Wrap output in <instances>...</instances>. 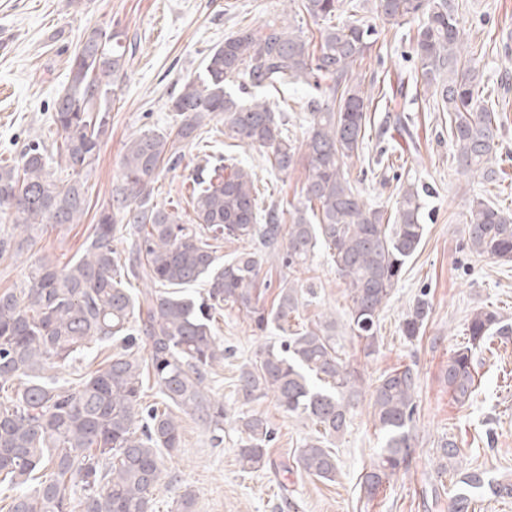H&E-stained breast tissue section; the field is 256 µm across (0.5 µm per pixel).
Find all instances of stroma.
Instances as JSON below:
<instances>
[{
  "instance_id": "1",
  "label": "stroma",
  "mask_w": 512,
  "mask_h": 512,
  "mask_svg": "<svg viewBox=\"0 0 512 512\" xmlns=\"http://www.w3.org/2000/svg\"><path fill=\"white\" fill-rule=\"evenodd\" d=\"M353 2L357 18L375 30L373 46L355 68L373 107L364 148L347 160L345 170L369 204L389 213L404 180L426 189L422 242L379 316L378 351L369 358L347 325V285L325 253L293 273L270 256L260 272L272 294L289 280L313 289L290 320L291 329L334 315L339 352L361 373L357 413L331 444L340 474L335 482L324 483L297 471L294 456L312 429L282 413L269 397L250 408L263 414L272 430L270 464L263 471L242 472L235 419L243 406L233 379L239 366L254 359L263 339L254 335L243 313L225 309L217 313L215 328L232 354L210 383L227 410L224 443L212 447L206 428L183 416L182 446L164 460L154 512H174L175 501L187 489L195 496V512H449L450 477L437 472L440 449L448 441L459 448L463 467L512 479V335L493 336L476 349L477 390L468 404L455 403L444 380L450 357L466 340L473 312L498 311L512 328V262L475 256L466 245L470 200L479 197L512 210V0H457L469 41L486 46L485 92L499 100L503 115L498 174L492 181L460 170L448 137V115L416 81L413 38L419 20L392 27L378 18L375 0ZM291 10L285 0H0V158L19 156L35 139L53 146L57 134L50 114L67 85L81 31L95 23L116 27L124 34L128 64L109 101L110 128L91 180L90 206L98 208L117 181L125 142L140 129L174 125L168 100L201 72L209 50L241 28L282 19ZM315 96L313 89L292 85L263 94L284 114L290 138L299 142L307 136ZM211 151L232 153L256 173L263 204L300 201L306 157L283 174L271 169L262 150L231 146L224 135L214 138L207 151L184 148L176 168L160 176L161 195L172 201L188 198L186 178ZM93 222L88 215L78 224L46 225L32 250L0 261V290L23 285L34 261L65 263L80 254ZM420 299L427 301L428 315L419 335L409 338L402 323ZM405 366L417 375L414 451L408 468L369 498L360 488L361 477L381 446L370 397L382 375Z\"/></svg>"
}]
</instances>
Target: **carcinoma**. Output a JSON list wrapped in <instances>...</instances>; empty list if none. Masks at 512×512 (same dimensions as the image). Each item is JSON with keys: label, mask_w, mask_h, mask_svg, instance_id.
Listing matches in <instances>:
<instances>
[{"label": "carcinoma", "mask_w": 512, "mask_h": 512, "mask_svg": "<svg viewBox=\"0 0 512 512\" xmlns=\"http://www.w3.org/2000/svg\"><path fill=\"white\" fill-rule=\"evenodd\" d=\"M291 2L298 14L322 23L318 44L300 26L273 22L225 38L206 55L203 72L170 97L175 126L145 130L125 143L117 184L95 213L84 254L60 268L32 264L24 285L0 291V484L12 491L8 512H152L164 457L182 444L180 414L194 417L222 444L224 400L205 389L224 365L214 313L226 306L245 313L257 336L273 326L284 332L303 297V289L290 284L278 288L270 307L260 304L259 274L269 253L294 272L325 252L348 285L351 332L364 341L365 356L376 352L379 315L423 237V198L408 184L387 217L352 185L345 160L362 148L372 106L353 70L371 47V30L357 19L332 23L344 0ZM375 6L392 27L425 17L413 39L420 80L448 113L458 166L493 179L502 116L483 97L479 54L461 53L464 29L455 0H375ZM125 64L119 32L85 28L51 115L61 132L57 165L67 180L54 177L38 141L0 164V213L9 223L0 229V260L31 250L45 225L79 224L88 213V178L109 124L102 101ZM323 82L327 99L311 104L300 147L285 133L283 113L252 94L290 83L317 89ZM228 83L236 89H226ZM219 133L263 150L280 173L305 150L300 205L286 213L276 206L260 211L255 173L221 156L192 175L191 214L155 202V184L180 160L183 146H202ZM466 227L472 253L512 261V214L477 198ZM119 237L130 242L125 257L113 246ZM226 240L259 247L224 261L218 249ZM130 276L153 287L135 296L124 285ZM197 282L206 285L201 300L179 292ZM428 309L426 300L417 301L404 335H418ZM495 333L509 334L495 312L473 313L467 345L454 352L445 373L461 405L476 391L474 350ZM94 345L95 368L70 381L57 378V370ZM150 387L163 408L143 406ZM415 389L416 373L407 366L383 375L372 394L382 446L362 477L369 498L409 465ZM235 395L245 405L270 396L286 415L309 421L314 435L298 449L297 468L336 481L338 461L328 443L345 434L361 396L360 373L336 346V318L260 346L255 361L240 368ZM236 425L243 472L263 470L272 434L267 419L243 411ZM457 458L455 444L444 443L438 471L455 477L450 512H469L473 490L512 496L511 480L464 471Z\"/></svg>", "instance_id": "obj_1"}]
</instances>
